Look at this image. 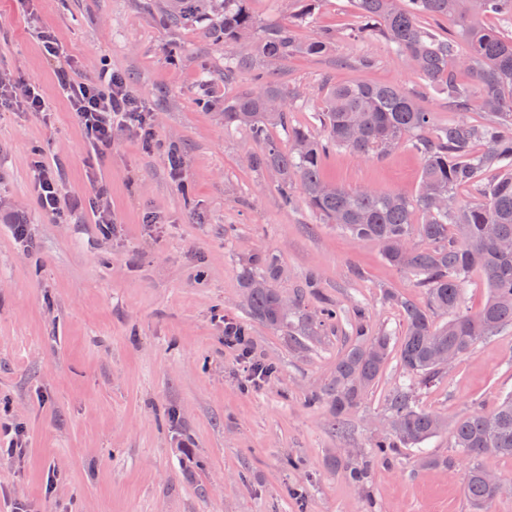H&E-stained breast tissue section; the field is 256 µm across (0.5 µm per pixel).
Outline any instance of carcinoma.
Listing matches in <instances>:
<instances>
[{
    "instance_id": "carcinoma-1",
    "label": "carcinoma",
    "mask_w": 512,
    "mask_h": 512,
    "mask_svg": "<svg viewBox=\"0 0 512 512\" xmlns=\"http://www.w3.org/2000/svg\"><path fill=\"white\" fill-rule=\"evenodd\" d=\"M250 0H160L159 10L171 26L208 23L209 34L224 44V77L253 64L259 55L280 62L301 54H328L334 38L323 33L301 40L293 27L261 25ZM298 24L321 7L322 0H297ZM361 19L358 34L384 38L405 57L419 78L445 95L448 122L420 106L405 89L390 84L351 81L330 86L318 119L323 134L288 125V112L306 106L268 80L224 97V129L245 130L262 145L248 157L253 169L274 171L284 205L291 206L293 183L325 224H334L361 241L382 248L390 266L414 274L427 296L418 305L392 288L383 298L398 307L404 331L397 345L385 334L367 336L364 309L356 308L355 342L336 361L333 379L308 404L324 402L336 422L356 408L397 358L407 382L389 394L388 431L373 442V456L385 458L444 432L468 461L464 492L475 512H487L496 499L484 477L489 455L512 458V395L490 411L448 421L416 400V389L444 372L439 359L466 356L484 337L512 327V32L490 28L482 19L494 15L512 27V0H352ZM482 118L474 120L471 113ZM287 131L288 149L271 130ZM422 156L418 188L412 194L363 188L350 191L327 182L325 159L334 151L382 158L402 144ZM476 195L465 200L459 191ZM488 289L475 314L461 311L463 291L472 274ZM282 274L278 258L266 254L242 268L249 312L258 322L285 332L295 329L290 310L279 307L275 282ZM448 319L439 322L435 314ZM351 480L365 484L371 464L346 462Z\"/></svg>"
}]
</instances>
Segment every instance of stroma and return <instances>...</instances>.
I'll return each mask as SVG.
<instances>
[{
  "instance_id": "35a3bbf8",
  "label": "stroma",
  "mask_w": 512,
  "mask_h": 512,
  "mask_svg": "<svg viewBox=\"0 0 512 512\" xmlns=\"http://www.w3.org/2000/svg\"><path fill=\"white\" fill-rule=\"evenodd\" d=\"M359 24L351 0H325L298 27L301 39L329 32L336 41L327 56L278 64V82L309 100L289 123L321 134L328 86L354 80L399 86L451 119L443 95L384 39L352 37ZM43 27L82 75L105 65L124 75L149 114L151 148L118 130L108 150L87 149L57 65L41 51ZM365 58L372 68L361 67ZM1 72L35 84L48 108L0 109V421L24 430L23 453L0 454V512H471L466 460L449 434L371 457L397 361L342 424L327 405L307 403L355 340V306L369 335L396 339L403 319L383 289L421 305L426 296L377 244L323 223L304 198L283 206L276 173L246 162L257 144L225 133V96L261 87L263 62L225 78L223 47L202 25H167L154 0H0ZM38 160L59 173L54 215L32 191ZM421 169L404 145L382 159L331 154L322 173L352 191L410 194ZM101 191L112 208L108 235L92 217ZM18 223L27 240L15 237ZM266 253L283 268L276 287L290 307L312 315L326 298L338 320L297 342L253 321L241 265ZM228 318L250 326L275 377L242 390L237 354L224 346ZM509 393L512 327L477 343L418 399L456 419ZM422 455L440 466L420 468ZM345 458L370 460L367 485L349 479Z\"/></svg>"
}]
</instances>
